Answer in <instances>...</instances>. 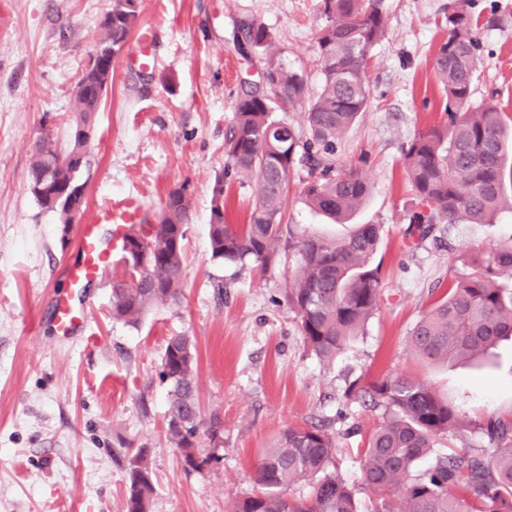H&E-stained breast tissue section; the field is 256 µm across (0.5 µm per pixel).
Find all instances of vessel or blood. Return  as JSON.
Instances as JSON below:
<instances>
[{"label": "vessel or blood", "mask_w": 512, "mask_h": 512, "mask_svg": "<svg viewBox=\"0 0 512 512\" xmlns=\"http://www.w3.org/2000/svg\"><path fill=\"white\" fill-rule=\"evenodd\" d=\"M137 213L131 201L113 200L103 207L94 223L82 225L74 237L73 255L61 266L73 290H84L85 286L96 281L106 267L110 248L102 240L100 223L111 224L113 230H121L123 225L135 223ZM87 317L81 305L73 302H58L53 311V326L57 334L69 336L85 327Z\"/></svg>", "instance_id": "obj_1"}]
</instances>
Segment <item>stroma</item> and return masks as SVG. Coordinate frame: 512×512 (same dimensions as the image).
Returning a JSON list of instances; mask_svg holds the SVG:
<instances>
[{"label": "stroma", "mask_w": 512, "mask_h": 512, "mask_svg": "<svg viewBox=\"0 0 512 512\" xmlns=\"http://www.w3.org/2000/svg\"><path fill=\"white\" fill-rule=\"evenodd\" d=\"M452 0H387L385 37L369 65L371 100L336 142L337 166L358 168L371 193L352 216L378 224L380 309L363 336L326 363L304 346L285 285L297 255L279 251L266 272L213 259L208 236L212 189L224 170V143L242 81L262 83L265 56L243 52L233 33L256 22L273 35L284 63L317 91L322 26L318 0H142L140 17L114 62L88 146L92 162L79 223L116 196L137 199L145 223L186 186L191 220L184 240V297L138 324L112 320V282L126 267L120 250L85 290V329L52 330L66 292L61 264L71 254L56 214L28 189L39 137L66 149L75 86L102 37L112 0H0V512H126L130 459L144 452L154 486L150 512H229L252 490L265 451L292 425H322L338 472L359 482L363 448L382 409L346 401L349 382L389 374L431 382L460 414L437 453H487L480 425L512 414V340L480 362L428 365L408 349L422 313L478 252L512 245V212L491 224H454L437 237L409 235L418 209L403 150L419 131L446 123V94L433 56L447 36ZM482 63L473 105L493 101L512 117V0H471ZM151 42L142 70L131 58ZM306 173L289 177L292 230L343 234L301 197ZM191 337L203 417L218 415L224 447L201 471L184 467L168 438V390L160 376L170 337Z\"/></svg>", "instance_id": "35a3bbf8"}]
</instances>
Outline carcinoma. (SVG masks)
Masks as SVG:
<instances>
[{
    "label": "carcinoma",
    "mask_w": 512,
    "mask_h": 512,
    "mask_svg": "<svg viewBox=\"0 0 512 512\" xmlns=\"http://www.w3.org/2000/svg\"><path fill=\"white\" fill-rule=\"evenodd\" d=\"M323 26L317 42L319 87L307 105V137L274 116L275 104H298L308 94L305 74L288 69L268 52L273 37L255 22L244 24L236 40L264 52L267 84L247 85L235 99L234 120L224 143L223 175L213 186L209 241L212 257L230 263L251 262L266 270L277 258L276 245L298 255L287 282L288 304L296 315L305 347L322 361L333 362L363 335L380 307L379 266L373 263L381 225L357 224L343 236L315 231H283L288 175L307 170L302 196L309 209L342 223L370 193L353 167L336 168V140L369 103L368 64L385 36V0H319ZM140 15V0H112L104 17V35L78 78L76 118L62 150L46 138L31 163L29 191L67 229L73 209H82L88 164L87 146L95 114L112 84L113 64L124 49ZM448 37L437 49L434 69L446 93L448 123L416 133L403 161L421 209L410 226L423 239L452 224H491L504 209L505 173L512 168V134L499 108L471 105L480 64L478 19L466 0H455L446 17ZM234 173L255 183L249 223L240 228L224 222V177ZM191 201L184 188L170 190L155 224H133L123 236L124 261L136 280L112 281V318L136 325L155 306H175L183 296V242ZM140 243V254L127 246ZM512 336V245L489 247L472 271L453 281L423 313L410 332L411 349L424 363L470 360L499 340ZM196 351L188 336H172L161 361L160 378L168 383V436L187 464L201 470L219 461L196 451L205 427L215 441L222 427L213 416L205 423L197 401ZM348 401L369 400L383 408V422L364 448L360 488L374 495L370 512H512V417L491 418L481 428L494 443L489 454L455 448L436 456L420 472L419 463L433 455L438 438L460 424L457 411L432 384L408 375H387L366 385L354 380L344 391ZM335 444L314 425L291 426L274 440L257 465L255 488L231 506V512H363L356 494L336 474ZM307 481V497L288 490ZM153 484L146 459L130 460L127 512H149Z\"/></svg>",
    "instance_id": "1"
}]
</instances>
